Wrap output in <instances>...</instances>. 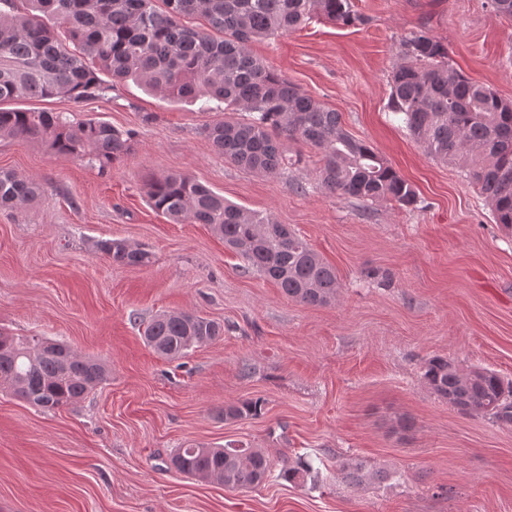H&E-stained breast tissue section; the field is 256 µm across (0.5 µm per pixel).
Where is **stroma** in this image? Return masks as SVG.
Instances as JSON below:
<instances>
[{"instance_id":"35a3bbf8","label":"stroma","mask_w":512,"mask_h":512,"mask_svg":"<svg viewBox=\"0 0 512 512\" xmlns=\"http://www.w3.org/2000/svg\"><path fill=\"white\" fill-rule=\"evenodd\" d=\"M357 26L313 20L252 42V54L327 108L416 189L420 202L362 204L320 185V152L287 142L288 173L225 161L203 134L223 107L165 99L134 82L103 98H20L13 109L131 132L108 171L44 144L0 138V169L44 186L0 210V331L69 344L105 362L106 384L44 412L0 390V512H512V425L468 416L428 389L445 356L512 380V231L457 165L435 160L388 108L400 40L423 29L454 68L512 103V20L490 0H353ZM187 174L249 211L272 213L333 264L335 300L306 306L243 269L204 224H172L147 183ZM119 238L146 267L98 253ZM162 312L224 327L168 360L143 331ZM258 399L257 418L224 420ZM243 443L305 458L307 483L228 489L170 468L175 449ZM362 460L371 477L340 469ZM96 250L118 266L145 267L153 260V254L147 248L121 239H101L96 243ZM260 400H238L224 405V420H239L258 417L262 414Z\"/></svg>"}]
</instances>
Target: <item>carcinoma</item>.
I'll list each match as a JSON object with an SVG mask.
<instances>
[{"instance_id": "carcinoma-1", "label": "carcinoma", "mask_w": 512, "mask_h": 512, "mask_svg": "<svg viewBox=\"0 0 512 512\" xmlns=\"http://www.w3.org/2000/svg\"><path fill=\"white\" fill-rule=\"evenodd\" d=\"M0 0V103L16 98L75 101L102 98L112 89L99 74L132 80L163 98L224 103L242 112L204 127L224 159L258 174L288 168L282 139L303 142L322 154L321 184L332 194L363 202L391 200L417 205L415 188L373 148L351 136L338 112L302 91L252 55L260 38L284 35L324 18L346 26L364 22L352 0ZM200 17L204 28L185 20ZM400 61L390 77L389 109L435 159L463 166L488 202L495 221L512 229V104L453 68L448 48L424 30L400 42ZM0 137L40 142L57 154L85 159L105 170L131 151V137L111 124L88 119L72 125L58 112L0 107ZM34 178L0 171V207L37 203ZM149 205L174 223L207 224L239 255L246 269L271 280L287 297L323 306L336 297V269L303 237L273 214L234 205L183 173L147 184ZM96 250L118 266L145 267L153 254L121 239H101ZM224 333L218 323L185 312L162 313L145 327L156 353L178 358ZM46 340L0 332V388L43 410L71 405L106 383L108 367L71 352L40 353ZM428 389L469 416L512 424V381L485 368L464 369L434 356L422 366ZM259 400L224 405V420L258 417ZM170 466L192 477L231 488H251L273 475L258 448L178 449ZM352 482L366 478L359 459L341 464ZM311 474L305 460L286 461L277 478L299 484Z\"/></svg>"}]
</instances>
